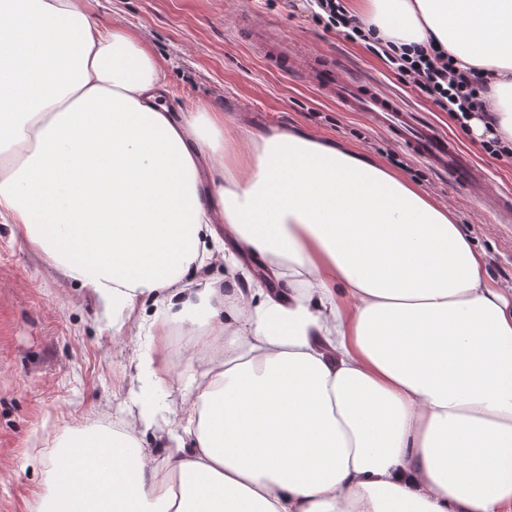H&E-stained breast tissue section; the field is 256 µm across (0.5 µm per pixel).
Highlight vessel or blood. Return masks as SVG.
<instances>
[{
    "label": "vessel or blood",
    "instance_id": "b4317fda",
    "mask_svg": "<svg viewBox=\"0 0 512 512\" xmlns=\"http://www.w3.org/2000/svg\"><path fill=\"white\" fill-rule=\"evenodd\" d=\"M295 58V51L283 42L270 61L284 74L305 73L314 89L344 111L366 114L376 128L397 138L412 153L436 168L449 171L470 195H485L486 172L467 159L451 139L435 131L430 122L420 119L414 108L397 96L383 93L372 82L336 72L331 63L310 61L300 66Z\"/></svg>",
    "mask_w": 512,
    "mask_h": 512
}]
</instances>
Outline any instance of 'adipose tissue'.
<instances>
[{"mask_svg":"<svg viewBox=\"0 0 512 512\" xmlns=\"http://www.w3.org/2000/svg\"><path fill=\"white\" fill-rule=\"evenodd\" d=\"M349 14L488 76L466 128L512 143V0ZM166 93L85 0H0V222L106 315L151 300L149 331L207 351L166 462L143 401L67 436L44 512H512V289L453 213L333 142L241 143Z\"/></svg>","mask_w":512,"mask_h":512,"instance_id":"obj_1","label":"adipose tissue"}]
</instances>
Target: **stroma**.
<instances>
[{
	"instance_id": "35a3bbf8",
	"label": "stroma",
	"mask_w": 512,
	"mask_h": 512,
	"mask_svg": "<svg viewBox=\"0 0 512 512\" xmlns=\"http://www.w3.org/2000/svg\"><path fill=\"white\" fill-rule=\"evenodd\" d=\"M88 7L100 24L132 31L150 46L174 111L203 103L223 113L230 133L297 127L384 164L449 206L486 252L488 275L512 286V223L500 222L492 200L512 188V161L491 157L364 42L318 25L308 0H88ZM253 29L398 95L486 170L488 198L471 199L448 174L374 129L365 115L341 111L304 78L268 66L248 36ZM143 315L138 307L106 319L94 296L48 268L14 225L0 223V512H39L63 435L75 427L121 425L138 414L145 389L153 390L169 424L180 422L182 395L201 348L171 331L165 339L170 377L154 384L136 368L150 343L139 332Z\"/></svg>"
}]
</instances>
